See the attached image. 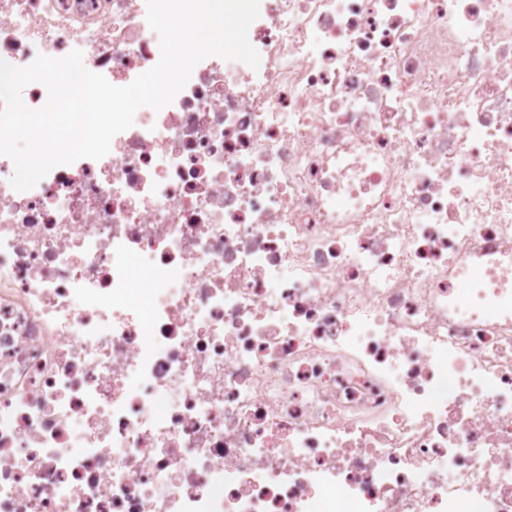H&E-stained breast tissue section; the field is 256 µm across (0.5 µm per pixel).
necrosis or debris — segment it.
Returning <instances> with one entry per match:
<instances>
[{
  "label": "necrosis or debris",
  "mask_w": 512,
  "mask_h": 512,
  "mask_svg": "<svg viewBox=\"0 0 512 512\" xmlns=\"http://www.w3.org/2000/svg\"><path fill=\"white\" fill-rule=\"evenodd\" d=\"M146 16L0 0V59L125 86ZM252 45L25 193L0 155V512H512V0H260Z\"/></svg>",
  "instance_id": "4bbe7bcc"
}]
</instances>
